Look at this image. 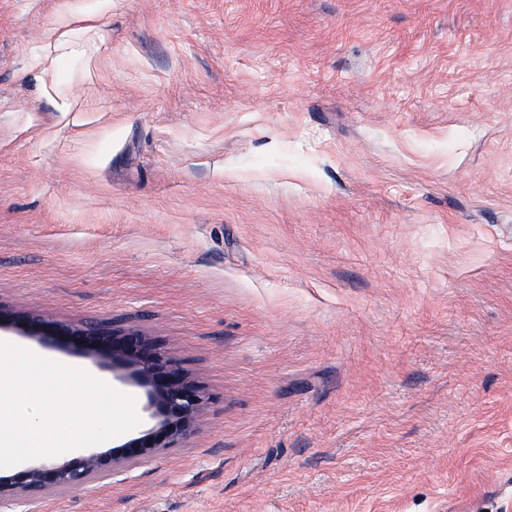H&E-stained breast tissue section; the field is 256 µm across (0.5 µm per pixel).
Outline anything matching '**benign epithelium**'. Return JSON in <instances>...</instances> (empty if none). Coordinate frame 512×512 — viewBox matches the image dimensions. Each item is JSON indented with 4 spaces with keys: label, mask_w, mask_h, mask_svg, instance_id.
<instances>
[{
    "label": "benign epithelium",
    "mask_w": 512,
    "mask_h": 512,
    "mask_svg": "<svg viewBox=\"0 0 512 512\" xmlns=\"http://www.w3.org/2000/svg\"><path fill=\"white\" fill-rule=\"evenodd\" d=\"M5 328L90 358L109 370L113 379L143 389L145 409L154 424L121 446L52 463L29 462L1 476L0 507L20 501L31 505L48 491L82 488L174 448L192 433L207 404L200 383L134 326L57 321L0 303V329Z\"/></svg>",
    "instance_id": "7a95c632"
}]
</instances>
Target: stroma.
<instances>
[{"label": "stroma", "instance_id": "stroma-1", "mask_svg": "<svg viewBox=\"0 0 512 512\" xmlns=\"http://www.w3.org/2000/svg\"><path fill=\"white\" fill-rule=\"evenodd\" d=\"M0 303L209 395L39 512H512V0H0ZM95 22V17L92 15H69L62 13L49 35V43L61 44L67 43L70 39L71 34L75 31V28L91 30ZM80 25L79 27H75Z\"/></svg>", "mask_w": 512, "mask_h": 512}]
</instances>
